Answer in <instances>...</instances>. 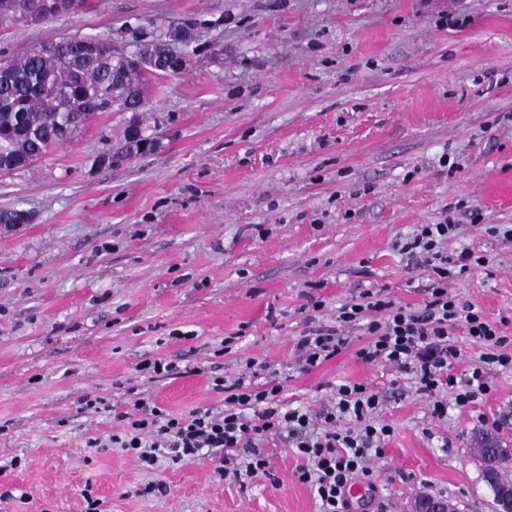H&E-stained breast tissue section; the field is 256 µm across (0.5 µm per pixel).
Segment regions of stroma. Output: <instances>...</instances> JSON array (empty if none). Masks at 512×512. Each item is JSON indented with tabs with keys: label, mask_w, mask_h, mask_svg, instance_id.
<instances>
[{
	"label": "stroma",
	"mask_w": 512,
	"mask_h": 512,
	"mask_svg": "<svg viewBox=\"0 0 512 512\" xmlns=\"http://www.w3.org/2000/svg\"><path fill=\"white\" fill-rule=\"evenodd\" d=\"M456 26L438 25L440 15ZM191 26L187 72L158 78L139 112L93 118L70 144L0 176V512H317L301 460L267 440L269 475L219 480L208 459L143 469L86 397L125 411L129 388L175 414L222 405L214 377L266 365L290 407L333 386L374 384L393 428L356 512H410L429 495L493 512L472 455L479 430L512 409V371L476 404L431 419L395 373L347 351L302 371L309 327L332 328L352 295L388 288L422 304L428 276L395 244L455 216L448 251L489 256L451 285L512 335V0H88L84 11L0 27L12 57L69 35L126 43ZM138 124L153 141L123 154ZM323 307L308 314L309 297ZM148 358L174 375L138 372ZM148 484L163 490L140 495Z\"/></svg>",
	"instance_id": "35a3bbf8"
}]
</instances>
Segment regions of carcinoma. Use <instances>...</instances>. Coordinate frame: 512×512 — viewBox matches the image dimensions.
<instances>
[{
	"mask_svg": "<svg viewBox=\"0 0 512 512\" xmlns=\"http://www.w3.org/2000/svg\"><path fill=\"white\" fill-rule=\"evenodd\" d=\"M13 15L0 13V25L30 21L32 0H0ZM195 35L187 26L170 29L166 38L116 47L112 40L88 36L59 37L0 64V175L27 169L57 146L70 143L101 111L105 97L112 105L137 112L147 104L145 92L157 76L189 70V45ZM129 149L141 151L150 140L137 124L125 130ZM474 457L498 507L499 484L512 481L505 463L512 462L509 439L496 425L475 438Z\"/></svg>",
	"mask_w": 512,
	"mask_h": 512,
	"instance_id": "carcinoma-1",
	"label": "carcinoma"
}]
</instances>
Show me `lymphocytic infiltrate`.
Listing matches in <instances>:
<instances>
[{"instance_id":"1","label":"lymphocytic infiltrate","mask_w":512,"mask_h":512,"mask_svg":"<svg viewBox=\"0 0 512 512\" xmlns=\"http://www.w3.org/2000/svg\"><path fill=\"white\" fill-rule=\"evenodd\" d=\"M458 226L447 220L415 225L397 248L428 271L427 297L414 307L386 289L360 292L337 309L336 325L305 331L295 350L303 370H311L346 351L362 362L393 368L424 397L432 418L448 415L449 404L463 408L492 390L495 372L512 369V336L489 323L472 303L449 293L450 280L487 267V256L469 249L450 253L444 246ZM361 327L366 341L354 346L350 329ZM478 344L476 363L460 375L453 368L465 356L456 335ZM213 390L223 392L224 407L175 415L136 392L126 411L117 415L121 431L88 438L87 447H113L133 454L143 467L160 458L178 463L210 452L213 473L235 481L266 475L271 459L263 449L270 438L283 440L303 458L295 476L313 492L319 512H351L348 488L373 482L371 463L380 459L393 428L381 419L384 399L365 382L336 385L328 404L318 410L292 408L281 400L283 386L275 376L259 380L254 367L239 377H216Z\"/></svg>"}]
</instances>
